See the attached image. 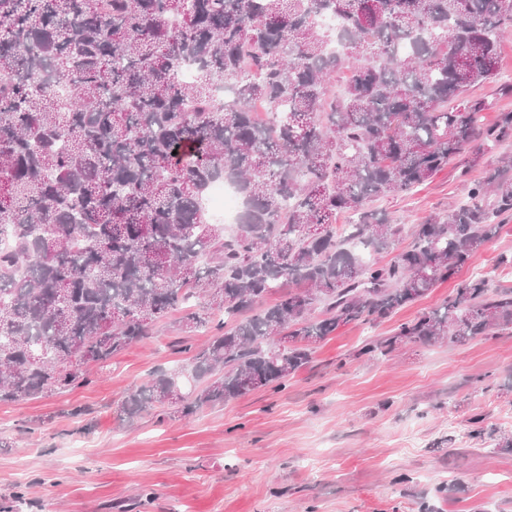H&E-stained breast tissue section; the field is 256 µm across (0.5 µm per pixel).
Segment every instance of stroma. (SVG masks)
Here are the masks:
<instances>
[{"label":"stroma","instance_id":"1","mask_svg":"<svg viewBox=\"0 0 512 512\" xmlns=\"http://www.w3.org/2000/svg\"><path fill=\"white\" fill-rule=\"evenodd\" d=\"M495 79L471 86L484 126L512 112V35ZM512 142L481 144L407 193L373 201L412 230L445 219ZM512 217L452 278L376 324H349L313 346L279 390L197 414L127 422L118 407L155 373H183L205 328L156 327L88 383L0 404V506L9 512H512V334L463 345L405 342L363 356L365 341L441 305L466 280L512 287ZM482 437H474L476 426Z\"/></svg>","mask_w":512,"mask_h":512}]
</instances>
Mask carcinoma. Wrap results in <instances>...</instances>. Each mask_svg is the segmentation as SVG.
Instances as JSON below:
<instances>
[{
    "label": "carcinoma",
    "instance_id": "obj_1",
    "mask_svg": "<svg viewBox=\"0 0 512 512\" xmlns=\"http://www.w3.org/2000/svg\"><path fill=\"white\" fill-rule=\"evenodd\" d=\"M511 32L512 0H0V403L84 385L158 324L208 325L183 348L207 380L175 408L189 417L248 380L283 388L311 344L453 277L512 215L511 156L386 263L365 254L402 228L364 205L512 141V112L484 128L463 97ZM220 178L244 197L235 235L203 207ZM344 214L358 221L339 231ZM286 281L304 288L261 307ZM506 330L512 288L482 276L359 353ZM177 387L156 376L120 417L166 415Z\"/></svg>",
    "mask_w": 512,
    "mask_h": 512
}]
</instances>
